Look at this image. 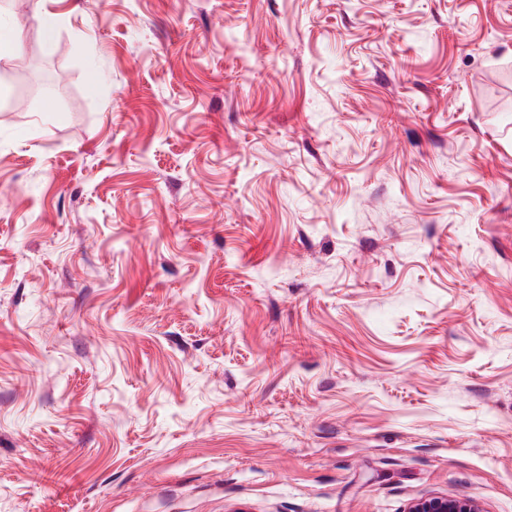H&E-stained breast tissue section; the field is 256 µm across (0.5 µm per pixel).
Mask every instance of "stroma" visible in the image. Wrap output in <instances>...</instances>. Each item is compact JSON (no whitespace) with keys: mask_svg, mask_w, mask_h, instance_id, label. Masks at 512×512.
Returning a JSON list of instances; mask_svg holds the SVG:
<instances>
[{"mask_svg":"<svg viewBox=\"0 0 512 512\" xmlns=\"http://www.w3.org/2000/svg\"><path fill=\"white\" fill-rule=\"evenodd\" d=\"M35 6L0 512H512V0ZM407 512H484L481 504L473 497L448 498L429 496L413 501Z\"/></svg>","mask_w":512,"mask_h":512,"instance_id":"1","label":"stroma"}]
</instances>
